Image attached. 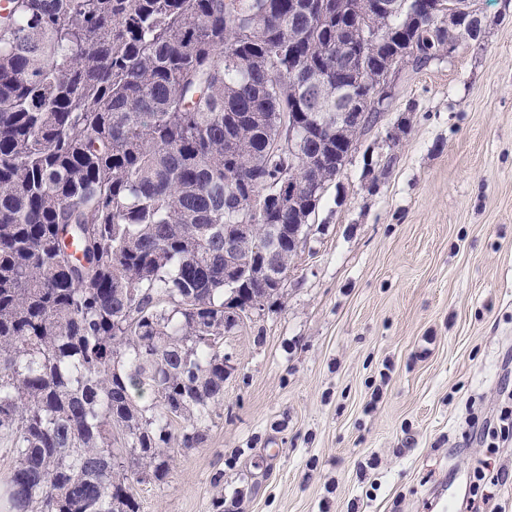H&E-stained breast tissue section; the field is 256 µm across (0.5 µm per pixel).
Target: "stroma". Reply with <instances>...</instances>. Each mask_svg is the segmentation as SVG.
Returning <instances> with one entry per match:
<instances>
[{
  "label": "stroma",
  "instance_id": "35a3bbf8",
  "mask_svg": "<svg viewBox=\"0 0 512 512\" xmlns=\"http://www.w3.org/2000/svg\"><path fill=\"white\" fill-rule=\"evenodd\" d=\"M400 77L312 219L280 301L224 336V405L140 512H512V0ZM396 130L400 143L388 148Z\"/></svg>",
  "mask_w": 512,
  "mask_h": 512
}]
</instances>
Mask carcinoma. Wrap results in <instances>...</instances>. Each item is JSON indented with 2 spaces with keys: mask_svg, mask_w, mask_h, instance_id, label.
Masks as SVG:
<instances>
[{
  "mask_svg": "<svg viewBox=\"0 0 512 512\" xmlns=\"http://www.w3.org/2000/svg\"><path fill=\"white\" fill-rule=\"evenodd\" d=\"M373 0H8L0 16V434L17 465L8 512H139L224 404V334L275 304L297 253L275 224H312L343 141L300 107L336 111V56ZM393 39L436 60L428 0ZM483 19L462 16L476 40ZM306 132L301 212L281 203L278 145ZM232 224H250L236 252ZM277 277L259 279L255 266Z\"/></svg>",
  "mask_w": 512,
  "mask_h": 512,
  "instance_id": "cac0c4a2",
  "label": "carcinoma"
}]
</instances>
